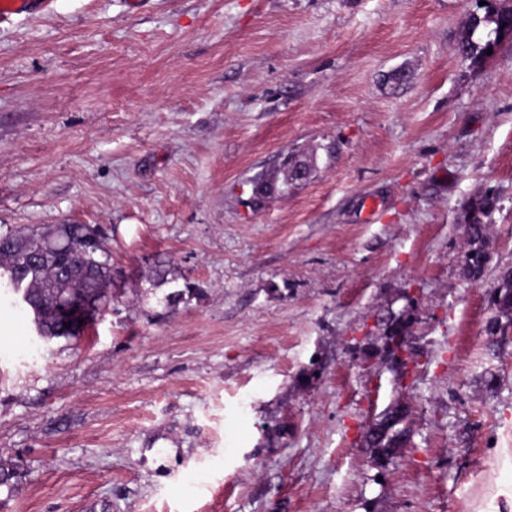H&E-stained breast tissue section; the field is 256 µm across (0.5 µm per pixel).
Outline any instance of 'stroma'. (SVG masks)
I'll return each instance as SVG.
<instances>
[{
  "label": "stroma",
  "instance_id": "stroma-1",
  "mask_svg": "<svg viewBox=\"0 0 512 512\" xmlns=\"http://www.w3.org/2000/svg\"><path fill=\"white\" fill-rule=\"evenodd\" d=\"M470 7L53 0L0 26V234L92 224L123 272L46 343L0 290V512H512V330L486 332L512 39L471 71ZM292 153L311 177L255 203ZM485 191L471 282L460 213ZM393 405L407 437L379 463L363 434ZM498 209V198L485 192L467 203L464 224L467 232L464 242L466 249L463 274L471 281L482 280L486 274L492 253V216ZM393 319V321L390 320L391 323L389 324L388 329L386 327V331L384 333L386 341L384 345L391 360L399 364H403L404 359H401L400 356L404 355L406 352H409L410 347L409 344L405 345L403 343L397 342L395 336H397L399 333H405L407 336H404V338L409 341V339H411V333L406 323L399 316Z\"/></svg>",
  "mask_w": 512,
  "mask_h": 512
}]
</instances>
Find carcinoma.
Returning a JSON list of instances; mask_svg holds the SVG:
<instances>
[{"instance_id": "1", "label": "carcinoma", "mask_w": 512, "mask_h": 512, "mask_svg": "<svg viewBox=\"0 0 512 512\" xmlns=\"http://www.w3.org/2000/svg\"><path fill=\"white\" fill-rule=\"evenodd\" d=\"M512 36V0H495L493 6H476L469 23L456 41L453 51L473 69L483 67L493 55L487 50H497L499 43ZM293 183L285 179L278 183L263 175L253 179V193L264 199L276 193H285ZM498 209V198L485 192L467 203L464 224L467 232L463 274L471 281H479L486 274L491 262L493 245L492 216ZM97 234L90 224H58L54 232L57 238L70 242V251L48 260L42 259L48 239L44 232L33 230L12 236L0 235V279L11 282L15 289L23 290L22 301L30 314L36 315L42 341L77 336L83 329L81 317H62L56 310L57 298L64 292L79 291L96 298L103 304V292L117 276L112 267L111 254L106 248L89 250L85 240ZM490 307L494 311L487 332L494 336L512 326V267L498 270L494 288L490 293ZM399 333L410 334L406 323L394 318L386 329L385 348L391 360L403 363L401 356L410 350L409 345L399 343ZM404 416L396 408L385 411L379 420L365 431L366 446L384 458L396 454L401 431L397 426Z\"/></svg>"}]
</instances>
